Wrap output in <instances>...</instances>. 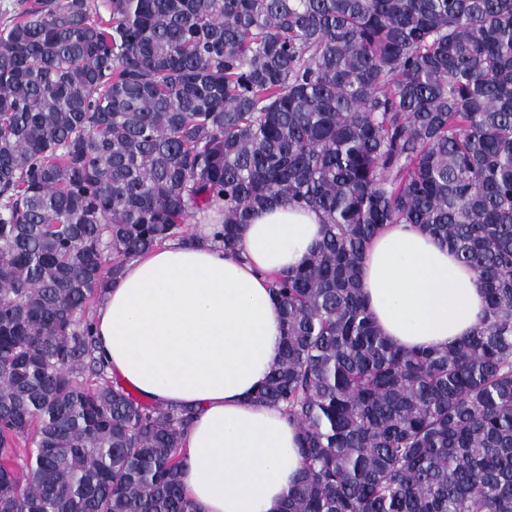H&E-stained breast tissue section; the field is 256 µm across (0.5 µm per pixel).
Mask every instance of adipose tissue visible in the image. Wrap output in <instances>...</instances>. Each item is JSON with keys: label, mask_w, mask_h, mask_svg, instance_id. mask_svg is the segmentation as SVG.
Here are the masks:
<instances>
[{"label": "adipose tissue", "mask_w": 512, "mask_h": 512, "mask_svg": "<svg viewBox=\"0 0 512 512\" xmlns=\"http://www.w3.org/2000/svg\"><path fill=\"white\" fill-rule=\"evenodd\" d=\"M213 222L126 263L95 311L96 356L144 400L190 409L180 483L197 512H279L299 468V437L253 396L279 358L281 319L268 276L300 265L324 233L320 212L269 204L239 255ZM361 288L393 345L443 348L482 322L485 289L429 232L389 224L372 239Z\"/></svg>", "instance_id": "1"}]
</instances>
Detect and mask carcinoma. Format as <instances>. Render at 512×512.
I'll return each mask as SVG.
<instances>
[{
	"label": "carcinoma",
	"mask_w": 512,
	"mask_h": 512,
	"mask_svg": "<svg viewBox=\"0 0 512 512\" xmlns=\"http://www.w3.org/2000/svg\"><path fill=\"white\" fill-rule=\"evenodd\" d=\"M215 202L226 254L272 202L326 216L270 285L280 358L255 399L300 434L282 512H512V0H32L9 20L0 512H196L191 415L109 381L84 314ZM385 224L484 284L460 344L379 334L359 270Z\"/></svg>",
	"instance_id": "obj_1"
}]
</instances>
